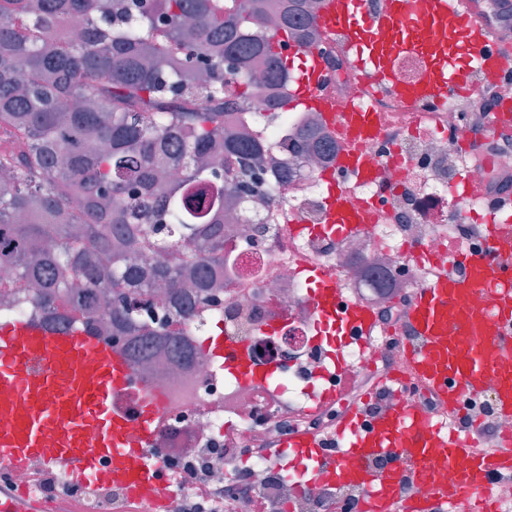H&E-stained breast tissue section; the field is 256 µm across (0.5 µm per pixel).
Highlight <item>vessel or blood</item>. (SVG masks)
<instances>
[{"mask_svg": "<svg viewBox=\"0 0 512 512\" xmlns=\"http://www.w3.org/2000/svg\"><path fill=\"white\" fill-rule=\"evenodd\" d=\"M482 0H382L371 9L367 0H325L319 22L342 36L355 66L390 83L411 101L470 87L468 62L481 63L496 77L512 72V49L496 44L481 18ZM403 52L425 61L419 85H406L392 68ZM289 108L325 112L328 120L356 121L371 128L372 117L339 112L321 95V61L303 50ZM334 229L353 231L354 204L343 184H333L328 198ZM490 242L482 254H455L461 276L437 268L432 280L415 290L407 313L414 344L404 350L401 370L392 384L413 380L435 394L445 415H455L463 398L482 395L494 386L493 404L512 420V245L503 246L501 221L489 214ZM311 304L321 322L335 325L329 345L340 352L350 331L361 336L376 327L373 312L362 307L338 310L339 290L331 274L310 268ZM208 349L225 372L243 384H259L279 373L276 365H256L248 344L224 336ZM135 404L121 406L123 398ZM164 409L160 398L140 386L124 351L80 328L60 332L25 321L0 324V468H19L38 455L75 480L127 488L128 501L150 499L155 471L149 446ZM335 440L339 454L327 470L337 480L355 481L368 492L366 512H432L434 499L456 506L482 501L493 475L512 473V442L491 453L475 450L465 432L449 433L426 412L402 402L386 406L373 422L365 408L352 402L322 437L299 432L280 440L283 448L315 456L324 439ZM377 456L397 459L396 467H370ZM430 488L429 497L404 499L405 476ZM39 502L25 495L0 493V512H39Z\"/></svg>", "mask_w": 512, "mask_h": 512, "instance_id": "b4317fda", "label": "vessel or blood"}]
</instances>
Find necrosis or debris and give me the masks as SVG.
<instances>
[{"instance_id": "1", "label": "necrosis or debris", "mask_w": 512, "mask_h": 512, "mask_svg": "<svg viewBox=\"0 0 512 512\" xmlns=\"http://www.w3.org/2000/svg\"><path fill=\"white\" fill-rule=\"evenodd\" d=\"M310 47L321 59L324 92L347 110L375 114L378 134L362 147L372 175L363 180L335 170L342 130L332 128L316 110L281 116L275 103L287 98L294 81L268 83L267 60H253V98L263 101L269 120L261 126L247 124L251 106L245 103L226 111L224 125L247 128L265 146V161L254 179L275 185L277 193L268 197L256 192L246 201L228 202L237 220L224 227L228 264L223 286L209 303L179 316L156 296L143 315L149 330L176 337L189 349L176 362L157 351L135 369L138 381L166 400L153 446L188 458L207 453L205 471L193 476L162 468L161 458H154L160 481L156 503L146 512H180L182 501L202 481L223 487L219 512H251L252 497L263 493L272 479L277 490L271 512H362L363 488L315 479V463L298 459L294 449L280 448L270 456L261 453V445L333 427L346 402L331 394L347 378L369 383L375 408L407 402L433 416L442 414L441 404L424 388L408 384L384 389L379 382L399 365L406 341L403 321L414 288L431 266L450 265L449 241L466 239L468 250L478 254L487 248L485 234L476 229L488 215L486 199L461 200L452 190L464 180L486 182L490 169L512 168V152L490 156L485 164L469 161L473 139L489 136L497 106L512 103V82H488L477 69V93L452 94L443 101L425 97L408 107L384 88L368 84L325 30L314 33ZM312 128L331 141L333 154L298 152L300 134ZM330 173L343 181L365 213L381 211L384 219L355 234L320 233ZM306 264L337 275L341 301L368 307L379 320L374 336L346 348V372H338L313 342L322 327L310 303L312 285L301 271ZM13 295L11 306H0V320L23 314L47 326L58 316L90 330L99 324L97 306L41 304L28 288L14 289ZM273 321L282 331L271 337L265 327ZM214 323L225 335L248 343L256 363L279 361L284 371L263 386L233 380L200 351V339ZM491 399L488 392L464 399L456 415L460 425L469 419L487 424V432L477 439L482 448L499 447L503 436L512 433V420L486 414ZM229 430L235 435L231 446L224 442ZM38 474L48 490L37 491ZM10 478L17 491L40 493L46 501L52 499L53 487L70 481L66 473L46 469L41 458L11 471Z\"/></svg>"}]
</instances>
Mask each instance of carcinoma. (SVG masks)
<instances>
[{
	"label": "carcinoma",
	"mask_w": 512,
	"mask_h": 512,
	"mask_svg": "<svg viewBox=\"0 0 512 512\" xmlns=\"http://www.w3.org/2000/svg\"><path fill=\"white\" fill-rule=\"evenodd\" d=\"M263 13L264 0L228 13L224 0H0V142L16 145L0 150V263L43 302L95 298L136 337L133 364L155 339L114 289L151 296L162 282L171 301L188 290L210 301L224 196L251 192L224 179V163L244 178L264 161L258 142L224 135V73L248 102L252 58L272 61L270 81L287 75L276 36L298 42L317 21L308 0H287L270 32L257 29ZM72 19L95 36L62 40ZM144 252L170 259L146 271L132 262Z\"/></svg>",
	"instance_id": "1"
}]
</instances>
